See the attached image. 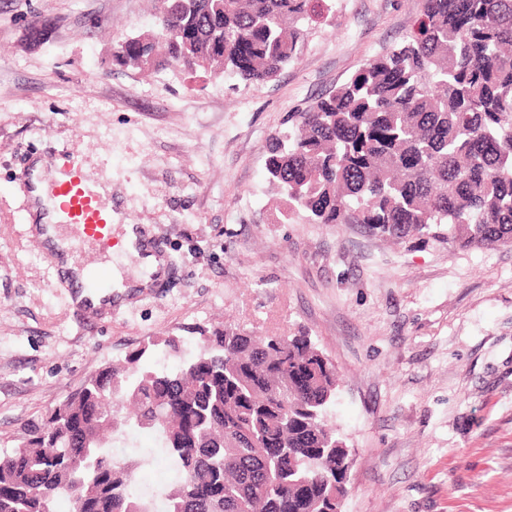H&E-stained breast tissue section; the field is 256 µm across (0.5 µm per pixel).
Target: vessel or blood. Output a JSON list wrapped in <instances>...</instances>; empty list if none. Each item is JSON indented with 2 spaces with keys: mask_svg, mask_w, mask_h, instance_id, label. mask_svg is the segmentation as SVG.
Segmentation results:
<instances>
[{
  "mask_svg": "<svg viewBox=\"0 0 512 512\" xmlns=\"http://www.w3.org/2000/svg\"><path fill=\"white\" fill-rule=\"evenodd\" d=\"M20 180L28 201L40 205L42 198L57 201L54 215L39 225V233L64 241L77 238L85 249L112 248V180L93 173L79 155L70 153L60 165L46 172L29 167ZM59 280L68 289L71 306L80 311L87 326H95L111 316L112 299L94 284L93 273L81 277L59 271Z\"/></svg>",
  "mask_w": 512,
  "mask_h": 512,
  "instance_id": "1",
  "label": "vessel or blood"
}]
</instances>
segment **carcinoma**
I'll return each instance as SVG.
<instances>
[{
  "label": "carcinoma",
  "instance_id": "1",
  "mask_svg": "<svg viewBox=\"0 0 512 512\" xmlns=\"http://www.w3.org/2000/svg\"><path fill=\"white\" fill-rule=\"evenodd\" d=\"M317 0H163L114 65L245 84L299 58ZM270 192L286 220L362 224L399 243L512 247V0H424L405 41L269 137ZM164 347L170 368L146 364ZM336 367L305 331L217 326L187 358L177 336L108 364L0 458V512H336L346 445L327 419ZM125 394L122 410L107 401ZM151 428L176 471L155 500L112 459Z\"/></svg>",
  "mask_w": 512,
  "mask_h": 512
}]
</instances>
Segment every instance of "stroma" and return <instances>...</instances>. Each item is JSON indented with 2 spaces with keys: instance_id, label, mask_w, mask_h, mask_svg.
<instances>
[{
  "instance_id": "1",
  "label": "stroma",
  "mask_w": 512,
  "mask_h": 512,
  "mask_svg": "<svg viewBox=\"0 0 512 512\" xmlns=\"http://www.w3.org/2000/svg\"><path fill=\"white\" fill-rule=\"evenodd\" d=\"M424 0H318L297 62L276 80L146 75L113 46L153 28L159 0H0V454L108 363L157 336L308 330L339 374L329 420L352 452L341 512H512V247L398 244L358 224L277 222L265 159L289 113L403 42ZM50 22L30 44L34 18ZM83 156L112 176V236L141 225L165 273L86 251L127 286L82 327L26 232L33 159ZM137 488L171 464L141 430Z\"/></svg>"
}]
</instances>
